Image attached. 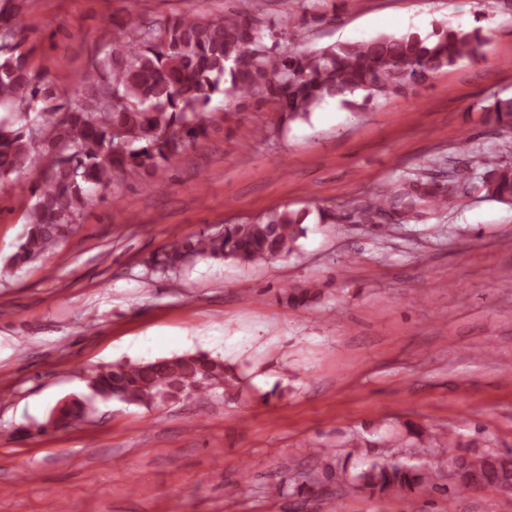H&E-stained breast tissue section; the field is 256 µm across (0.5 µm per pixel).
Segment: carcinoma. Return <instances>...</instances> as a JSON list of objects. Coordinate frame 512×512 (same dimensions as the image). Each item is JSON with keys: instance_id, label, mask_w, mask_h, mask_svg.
<instances>
[{"instance_id": "cac0c4a2", "label": "carcinoma", "mask_w": 512, "mask_h": 512, "mask_svg": "<svg viewBox=\"0 0 512 512\" xmlns=\"http://www.w3.org/2000/svg\"><path fill=\"white\" fill-rule=\"evenodd\" d=\"M25 24L14 0H0V178L29 179L28 229L10 268L52 251L67 238L94 191L114 177L151 176L209 131L213 98L228 102L264 95L288 121H306L323 102L365 93L386 97L437 70L477 58L488 38L481 29L448 28L435 38L383 35L301 51L303 28L286 18L257 27L252 17L232 13L207 18L192 12L163 18L131 15L112 24V38L93 55L80 88L54 85L31 66L35 48L26 46ZM475 187L488 199L512 202V160H476ZM453 189L411 183L382 195L362 210L363 221L376 211L400 222L417 220L423 207L448 202ZM307 213L272 211L252 224L189 236L153 255L149 267L177 274L195 258L269 263L292 253L305 236ZM312 288L287 294L289 305L305 307ZM231 367L206 354L148 363L116 362L91 382L103 398L151 405L190 397L233 384ZM448 436V473L455 491L512 486V458L460 451ZM327 477L353 484L372 496L406 495L436 489L434 471L421 463H373L355 475L325 465Z\"/></svg>"}]
</instances>
